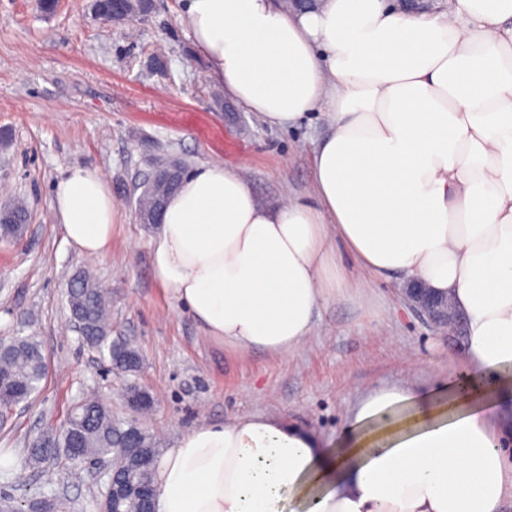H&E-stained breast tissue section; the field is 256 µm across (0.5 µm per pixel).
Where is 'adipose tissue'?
<instances>
[{"instance_id":"ef3b65f1","label":"adipose tissue","mask_w":512,"mask_h":512,"mask_svg":"<svg viewBox=\"0 0 512 512\" xmlns=\"http://www.w3.org/2000/svg\"><path fill=\"white\" fill-rule=\"evenodd\" d=\"M208 76L263 123L322 113L313 188L261 203L223 163L186 175L149 238L152 275L205 338L290 355L322 303L420 283L464 320L466 377L491 410L409 388L365 396L345 447L274 416L202 423L154 472L155 512H502L512 500V0H182ZM67 243L100 257L103 173L56 183ZM349 254L364 277L347 276ZM411 406L406 420L394 409Z\"/></svg>"}]
</instances>
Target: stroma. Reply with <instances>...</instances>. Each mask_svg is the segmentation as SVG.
<instances>
[{"instance_id": "1", "label": "stroma", "mask_w": 512, "mask_h": 512, "mask_svg": "<svg viewBox=\"0 0 512 512\" xmlns=\"http://www.w3.org/2000/svg\"><path fill=\"white\" fill-rule=\"evenodd\" d=\"M90 4L60 0L45 13L37 0H0V206L20 199L29 211L21 239L0 237V336L32 337L47 367L40 392L0 422V499L24 510L46 496L54 512H99L100 467L29 456L90 396L114 419H136L164 451L199 424L264 412L306 426L333 450L368 393L406 382L420 395L445 394L465 338L421 321L394 282L378 284L370 308L323 303L310 343L289 357L227 352L171 305L150 268L153 228L133 206L153 166H241L256 197L274 202L308 191L325 122L315 113L272 128L226 99L180 0H156L144 21L126 26L100 22ZM74 166L100 169L118 205L102 257L69 245L54 217L53 187ZM86 267L112 292V333L138 350L137 372L106 371L70 325L68 280ZM132 385L152 399L137 415L125 402Z\"/></svg>"}]
</instances>
